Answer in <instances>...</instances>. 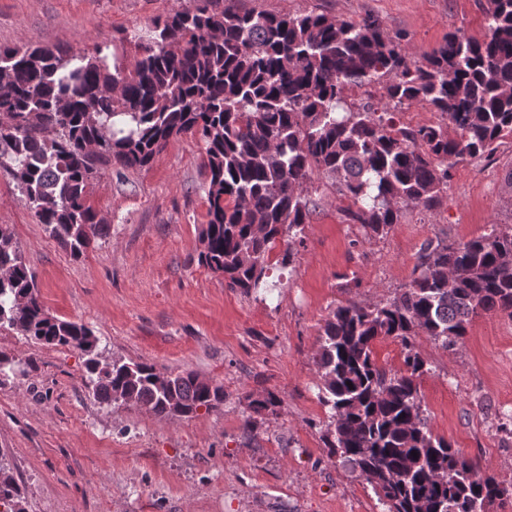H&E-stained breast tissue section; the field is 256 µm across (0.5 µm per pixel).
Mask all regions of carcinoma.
Instances as JSON below:
<instances>
[{"label": "carcinoma", "instance_id": "1", "mask_svg": "<svg viewBox=\"0 0 512 512\" xmlns=\"http://www.w3.org/2000/svg\"><path fill=\"white\" fill-rule=\"evenodd\" d=\"M199 2L134 35L129 65L110 62L107 46L79 58L0 47V171L75 257L103 231L86 205L89 181L113 163L144 167L183 134L198 136L205 151L208 222L198 263L246 294L261 287L277 244L281 263H292L316 207L314 177L332 180L351 202L346 219L380 238L402 209L437 208L459 160L490 157L512 138V0H488L483 38L452 35L419 60L371 16L352 23L314 11L215 12L211 0ZM372 85L381 86L380 100L347 104V90ZM417 103L442 121H395ZM0 271V328L80 350L98 403L160 418L220 409L223 386L108 361L87 325L50 315L7 224ZM416 271L392 298L349 300L326 320L313 357L328 410L323 439L372 487L381 512H482L512 489L433 434L418 388L429 368L416 343L425 336L452 350L473 316H512V226L457 245L428 239ZM386 338L402 347L398 369L376 359L374 344ZM280 405L272 392L249 397L244 432ZM23 500L0 466V507L24 512Z\"/></svg>", "mask_w": 512, "mask_h": 512}]
</instances>
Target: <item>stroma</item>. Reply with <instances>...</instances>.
Instances as JSON below:
<instances>
[{
	"label": "stroma",
	"mask_w": 512,
	"mask_h": 512,
	"mask_svg": "<svg viewBox=\"0 0 512 512\" xmlns=\"http://www.w3.org/2000/svg\"><path fill=\"white\" fill-rule=\"evenodd\" d=\"M316 11L350 22L376 17L413 58L451 33H486L487 0H213L215 10ZM195 0H0V46L58 47L73 56L109 46L123 64L130 35ZM201 142L169 141L146 167H105L87 201L103 236L73 258L49 237L0 172V224L9 225L36 273L48 312L90 327L104 358L191 371L223 385L224 408L157 418L135 406L107 407L83 386L84 355L0 329L16 360L0 378V464L25 488V512H380L371 487L331 456L317 399L313 356L337 305L385 300L407 284L421 244H458L512 225V140L452 170L434 210L407 209L387 236L368 239L348 223L346 199L316 179L317 203L292 264L272 252V293L226 286L200 266L208 221ZM359 284L343 287L341 275ZM430 373L419 381L435 434L498 480L512 484V317L482 312L455 350L419 338ZM281 400L276 415L242 432L248 398Z\"/></svg>",
	"instance_id": "stroma-1"
}]
</instances>
